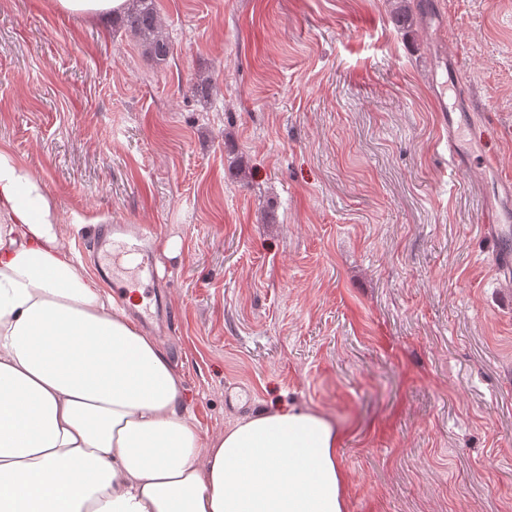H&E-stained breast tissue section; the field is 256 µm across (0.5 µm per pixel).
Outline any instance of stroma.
Wrapping results in <instances>:
<instances>
[{"label":"stroma","instance_id":"1","mask_svg":"<svg viewBox=\"0 0 512 512\" xmlns=\"http://www.w3.org/2000/svg\"><path fill=\"white\" fill-rule=\"evenodd\" d=\"M0 0V144L39 175L64 242L157 230L156 282L119 265L202 438L263 409L332 420L347 512H512V287L489 271L491 181L512 174V0H158L171 52L112 18ZM482 154L436 152L429 74ZM217 95L196 94L197 76ZM250 393L239 412L224 388Z\"/></svg>","mask_w":512,"mask_h":512}]
</instances>
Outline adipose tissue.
<instances>
[{
  "mask_svg": "<svg viewBox=\"0 0 512 512\" xmlns=\"http://www.w3.org/2000/svg\"><path fill=\"white\" fill-rule=\"evenodd\" d=\"M82 267L0 147V512H346L330 419L278 407L203 441L165 352Z\"/></svg>",
  "mask_w": 512,
  "mask_h": 512,
  "instance_id": "ef3b65f1",
  "label": "adipose tissue"
}]
</instances>
